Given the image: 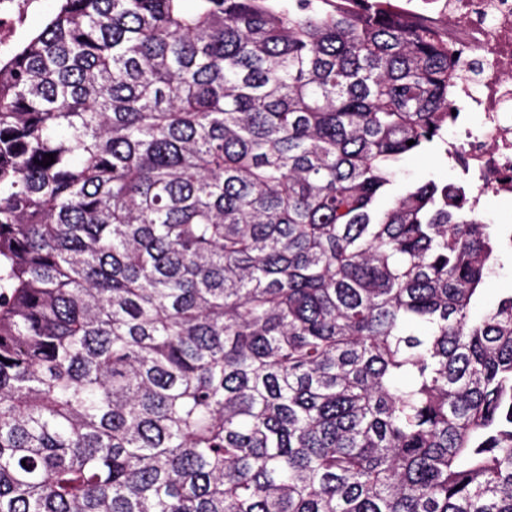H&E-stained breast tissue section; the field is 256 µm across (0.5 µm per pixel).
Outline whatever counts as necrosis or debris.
Here are the masks:
<instances>
[{"label": "necrosis or debris", "instance_id": "obj_1", "mask_svg": "<svg viewBox=\"0 0 512 512\" xmlns=\"http://www.w3.org/2000/svg\"><path fill=\"white\" fill-rule=\"evenodd\" d=\"M425 22L477 66L472 85L458 86L451 105L482 123L448 136V154L466 165L468 194L479 205L489 194L512 192V0H437Z\"/></svg>", "mask_w": 512, "mask_h": 512}]
</instances>
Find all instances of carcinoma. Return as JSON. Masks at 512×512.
<instances>
[{"mask_svg":"<svg viewBox=\"0 0 512 512\" xmlns=\"http://www.w3.org/2000/svg\"><path fill=\"white\" fill-rule=\"evenodd\" d=\"M469 71L391 0H56L0 59V512H512V228L387 202ZM499 264L500 267L497 269L496 275L490 279L486 287V303L495 302L501 292L512 288V253L510 250L501 252Z\"/></svg>","mask_w":512,"mask_h":512,"instance_id":"cac0c4a2","label":"carcinoma"}]
</instances>
